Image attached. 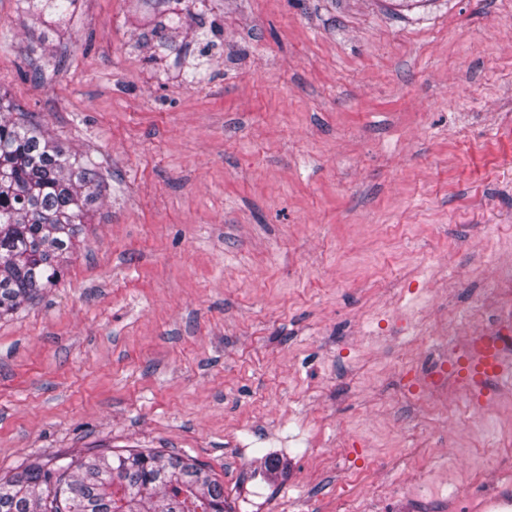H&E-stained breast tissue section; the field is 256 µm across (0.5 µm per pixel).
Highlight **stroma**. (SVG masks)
Masks as SVG:
<instances>
[{
  "instance_id": "35a3bbf8",
  "label": "stroma",
  "mask_w": 512,
  "mask_h": 512,
  "mask_svg": "<svg viewBox=\"0 0 512 512\" xmlns=\"http://www.w3.org/2000/svg\"><path fill=\"white\" fill-rule=\"evenodd\" d=\"M0 0V90L104 182L59 279L0 318V478L193 457L226 512H461L512 457L489 384L402 371L512 265V0ZM457 476L435 474L439 454ZM26 11L32 21H37L45 29H57L69 21L77 0H24ZM152 2L156 5V9L149 23L150 33L160 40L166 39L168 34L176 32L182 27L181 14L174 10L170 12L167 4L171 0H155Z\"/></svg>"
}]
</instances>
